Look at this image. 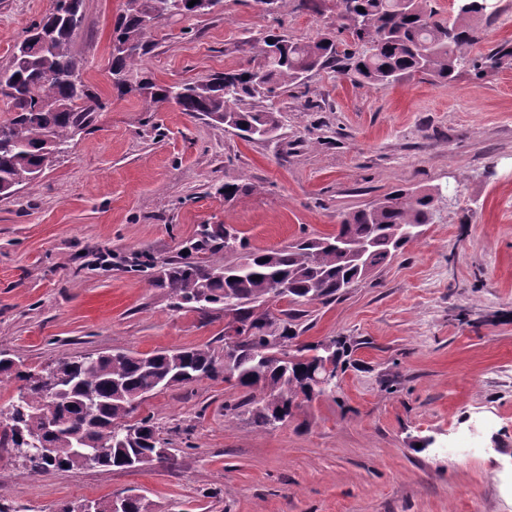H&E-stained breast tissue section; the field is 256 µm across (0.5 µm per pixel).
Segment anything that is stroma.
Segmentation results:
<instances>
[{"mask_svg":"<svg viewBox=\"0 0 512 512\" xmlns=\"http://www.w3.org/2000/svg\"><path fill=\"white\" fill-rule=\"evenodd\" d=\"M124 0H83L73 37L100 108L69 153L0 198V352L27 367L122 348L224 345L227 317L177 309L136 253L178 259L198 225L223 224L268 253L332 234L341 215L404 188L435 197L434 223L337 300L301 303V340H346L334 396L258 426L241 388L201 379L148 397L171 457L134 470L32 472L0 447V506L58 512L132 491L153 512H512V64L388 86L325 69L279 97L282 127L248 139L205 116L146 111L108 72ZM314 10L253 0L165 17L136 65L161 83L239 69L246 40L336 29ZM56 0H0V65ZM228 182L249 193L228 200ZM475 432L483 453L447 450Z\"/></svg>","mask_w":512,"mask_h":512,"instance_id":"35a3bbf8","label":"stroma"}]
</instances>
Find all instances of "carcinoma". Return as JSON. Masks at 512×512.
I'll list each match as a JSON object with an SVG mask.
<instances>
[{"label":"carcinoma","mask_w":512,"mask_h":512,"mask_svg":"<svg viewBox=\"0 0 512 512\" xmlns=\"http://www.w3.org/2000/svg\"><path fill=\"white\" fill-rule=\"evenodd\" d=\"M337 34L313 42L293 40L270 32L249 47L247 66L210 80L171 85L151 77L132 81L133 67L149 53L147 28L142 25L148 0H125L113 25L114 44L109 72L122 92H135L147 108L174 104L183 112L199 113L217 123L234 119L237 131L254 136V129L280 128L275 100L281 90L304 84L314 71L334 68L362 81L391 85L406 75L421 72L438 82H451L455 72L470 64L476 70L496 69L512 61V46L504 43L476 61L462 48L478 41L469 15L457 13L448 21L438 16L430 0H344ZM363 11H358V8ZM83 23L82 0H56V7L25 31L9 63L0 66V98L11 106L13 117L0 122V197L8 198L32 183L70 149L98 107L96 97L79 76V60L72 53L73 35ZM347 35L354 46L339 51L337 35ZM435 198L398 188L371 206L344 215L336 232L327 237L301 238L271 253L247 250L244 238L232 228L202 224L192 250L207 253L206 261H158L149 254L137 268H159L157 282L169 289L173 306L198 312L219 305L232 316V325L249 332L239 347L224 381L247 391L237 407L252 406L256 421L267 427L288 420L309 402L308 381L319 362L334 354L339 364L345 345L330 339L331 352L322 342L296 344L298 314L279 318L259 311L273 285L288 281L294 303H327L364 280V268L355 256L367 250L378 267L417 239L415 232L434 223ZM396 227L414 234L393 235ZM235 261L215 259L219 252ZM258 279H252V276ZM9 358L0 362V374H15L22 381L18 393L0 410V419L13 430L0 432V446L21 448L37 442L44 431L41 407L56 404L60 416L51 438L55 459L42 470H79L83 456L77 442L86 439L100 453L98 466L130 470L138 456L155 454L168 445L151 419L130 423L132 401L163 389L192 384L206 376L216 379L223 370L220 351L209 346L133 355L121 349L62 360L55 368L70 372L72 382L62 396L50 394L44 375L33 370L13 371Z\"/></svg>","instance_id":"carcinoma-1"}]
</instances>
